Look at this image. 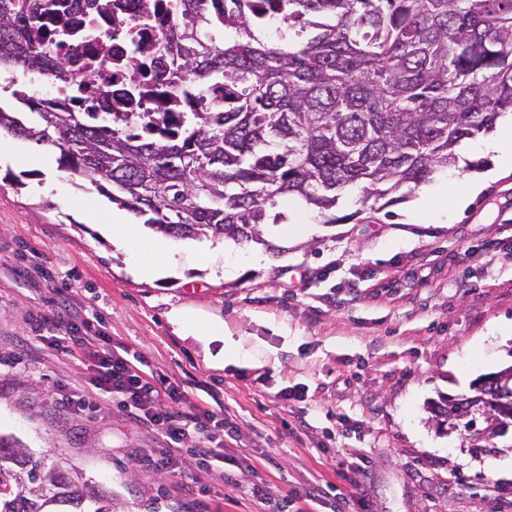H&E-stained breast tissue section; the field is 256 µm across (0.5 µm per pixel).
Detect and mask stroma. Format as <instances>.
I'll return each instance as SVG.
<instances>
[{
  "mask_svg": "<svg viewBox=\"0 0 512 512\" xmlns=\"http://www.w3.org/2000/svg\"><path fill=\"white\" fill-rule=\"evenodd\" d=\"M481 143L432 174L444 193L430 211L447 210L463 174L495 168ZM58 158L0 135V435L104 486L117 512H258L252 484L271 487L283 512H512V478L498 469L512 450L468 447L427 409L512 364L511 171L442 224L406 223L413 186L369 200L349 189L334 224L282 196L295 221L263 226V244L174 239L179 266L143 280L99 231L111 193L63 174ZM175 307L221 319L247 358L216 363L223 338L181 335ZM82 319L183 392L182 412H228L223 451L204 462L184 449L174 473L155 470L168 440L54 344ZM289 387L303 401L282 404ZM63 393L82 407L61 408ZM311 484L326 490L314 504Z\"/></svg>",
  "mask_w": 512,
  "mask_h": 512,
  "instance_id": "1",
  "label": "stroma"
}]
</instances>
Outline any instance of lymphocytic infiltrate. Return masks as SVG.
Listing matches in <instances>:
<instances>
[{
	"instance_id": "f902f5d3",
	"label": "lymphocytic infiltrate",
	"mask_w": 512,
	"mask_h": 512,
	"mask_svg": "<svg viewBox=\"0 0 512 512\" xmlns=\"http://www.w3.org/2000/svg\"><path fill=\"white\" fill-rule=\"evenodd\" d=\"M65 349L92 361L95 375L91 383L98 392L131 403L169 440V447L161 449L154 461L157 470H169L173 445L202 437L212 442L218 440L220 430L214 424V411L202 409L192 415L182 413L179 396L167 392L164 381L146 380L136 365L108 346L104 337L87 335L79 324L74 323L68 329Z\"/></svg>"
}]
</instances>
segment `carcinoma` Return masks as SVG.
<instances>
[{"instance_id": "1", "label": "carcinoma", "mask_w": 512, "mask_h": 512, "mask_svg": "<svg viewBox=\"0 0 512 512\" xmlns=\"http://www.w3.org/2000/svg\"><path fill=\"white\" fill-rule=\"evenodd\" d=\"M169 58L143 40L125 64L152 60L155 78L184 75L193 112H94L45 106L25 87L12 97L36 114L0 107V133L48 142L61 167L176 239L263 242L276 198L294 195L322 215L344 191L382 199L456 163L455 147L512 110V0H181ZM278 23L280 42L263 30ZM77 29L66 0H0V70L51 71L72 58L43 45ZM230 91L224 106L207 88ZM432 415L466 409L441 395ZM0 512H114L105 490L76 481L0 435Z\"/></svg>"}]
</instances>
